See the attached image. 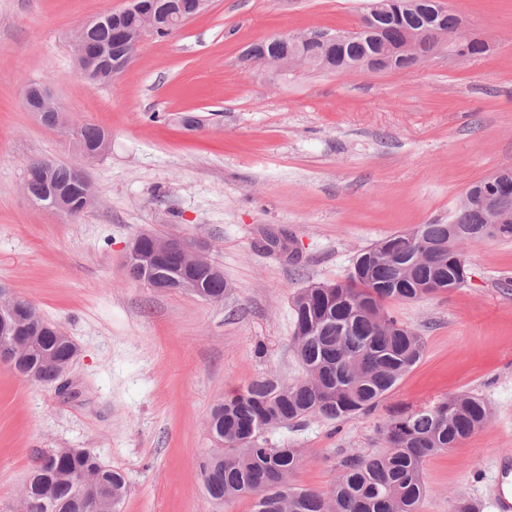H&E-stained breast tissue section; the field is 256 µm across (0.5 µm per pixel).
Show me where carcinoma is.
<instances>
[{
    "label": "carcinoma",
    "instance_id": "obj_1",
    "mask_svg": "<svg viewBox=\"0 0 512 512\" xmlns=\"http://www.w3.org/2000/svg\"><path fill=\"white\" fill-rule=\"evenodd\" d=\"M138 12L132 8L113 25H98L95 38L106 49L107 66L125 60L133 48L118 31H133ZM443 28L448 51L472 52L473 43L456 35L459 19L445 11ZM77 146L95 148L105 131L84 124L74 131ZM25 184L38 201L51 186L67 184L66 166L36 159L27 166ZM455 224H419L406 234L391 235L360 252L349 276L336 283H317L293 296V343L304 375L291 384L274 377L251 382L234 397L218 403L210 418L212 436L223 448L203 466L202 480L214 500L253 499V512H421L427 487L423 463L449 451L490 424L492 412L471 394L450 395L407 414L392 415L380 425L384 450L373 455L350 453L331 492L299 487L291 477L301 467L299 448H274L265 434L307 416L341 421L372 410L421 360L424 337L400 322L387 309L390 301H412L460 288L468 277L466 247L482 241L478 200L460 202ZM178 267L159 268L150 275L156 284H169ZM204 299L220 301L224 275L200 272ZM30 313L32 335L42 338L40 349L26 351L18 364L24 377L36 370L52 382V367L43 350L56 357L70 346L48 331L51 322L31 303L19 300ZM96 456L67 459L69 468L85 475L101 473L96 495L79 503L68 500L64 477L43 454L26 485L30 500L52 495L62 512H102L101 502L126 494L124 476L111 466L100 469Z\"/></svg>",
    "mask_w": 512,
    "mask_h": 512
}]
</instances>
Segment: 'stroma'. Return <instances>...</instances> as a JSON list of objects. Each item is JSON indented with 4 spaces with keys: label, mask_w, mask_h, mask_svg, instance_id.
Segmentation results:
<instances>
[{
    "label": "stroma",
    "mask_w": 512,
    "mask_h": 512,
    "mask_svg": "<svg viewBox=\"0 0 512 512\" xmlns=\"http://www.w3.org/2000/svg\"><path fill=\"white\" fill-rule=\"evenodd\" d=\"M370 0H209L165 38L146 37L112 85L90 87L70 38L128 0H0V286L78 346L68 394L0 364V512H18L40 455L82 448L123 471L120 512H251L209 500L201 469L215 403L253 380L292 383V297L345 280L379 240L444 224L467 188L512 168V0H442L488 44L409 70L268 71L252 43L346 31ZM49 89L69 124L98 125L107 153L83 163L71 136L42 125L23 90ZM82 166L93 205L71 217L23 188L27 164ZM201 240L223 300L132 279L130 241ZM461 288L389 312L424 336L422 360L370 413L316 416L269 434L300 448L293 481L330 491L343 457L380 446L379 424L456 393L483 398L489 428L423 465L422 512L484 496L512 457V240L467 251Z\"/></svg>",
    "instance_id": "35a3bbf8"
}]
</instances>
